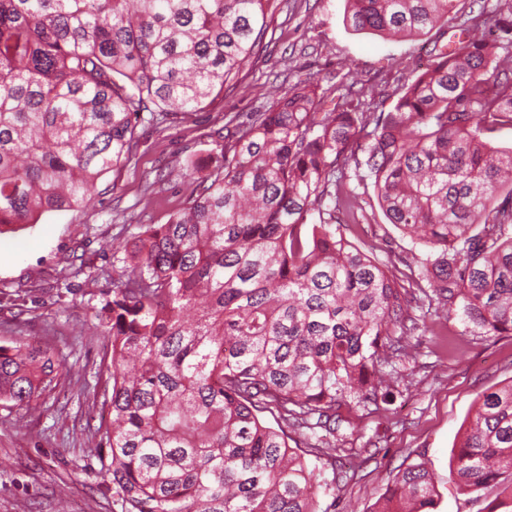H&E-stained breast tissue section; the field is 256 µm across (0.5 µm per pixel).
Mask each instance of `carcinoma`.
Segmentation results:
<instances>
[{
  "label": "carcinoma",
  "mask_w": 512,
  "mask_h": 512,
  "mask_svg": "<svg viewBox=\"0 0 512 512\" xmlns=\"http://www.w3.org/2000/svg\"><path fill=\"white\" fill-rule=\"evenodd\" d=\"M273 0H0V235L90 203L137 150L143 114L194 112L263 49ZM345 0L344 24L390 39L448 25L454 47L389 112L354 81L323 110L310 77L237 126L220 164L126 246L96 315L109 376L95 448L115 512H322L316 461L288 425L336 432V406L386 400L419 325L394 275L341 233L362 204L430 249L418 287L435 314L512 335V0ZM48 346L0 345V402L59 385ZM448 481L499 489L512 512V382L480 394ZM434 474L399 472L376 512H430Z\"/></svg>",
  "instance_id": "carcinoma-1"
}]
</instances>
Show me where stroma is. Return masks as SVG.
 Masks as SVG:
<instances>
[{
    "label": "stroma",
    "instance_id": "1",
    "mask_svg": "<svg viewBox=\"0 0 512 512\" xmlns=\"http://www.w3.org/2000/svg\"><path fill=\"white\" fill-rule=\"evenodd\" d=\"M344 0H275L263 50L213 101L177 123L138 127V148L119 169L96 183L92 205L44 214L37 224L0 236V345L26 338L51 344L64 363L56 392L26 409L0 405V512H113L100 475L95 428L102 412L84 385L106 374L109 360L94 315L112 296L123 271V244L144 224H163L184 205L186 165L214 162L224 152L226 117L262 111L298 79L311 77L328 97L336 85L360 80L378 95V109L392 110L404 87L427 64L434 43L449 34L431 32L390 42L357 34L344 24ZM167 177L145 196L155 169ZM363 212L340 232L383 268L415 290L417 262L427 248L388 224L372 181L350 180ZM86 259L91 275L76 274ZM71 292L54 302L53 286ZM23 295L24 306L11 305ZM411 313L426 327L414 337V357L395 362L404 380L387 401L342 406L336 452L321 459L317 500L322 512H372L408 464L425 460L436 474L433 512H491L494 488L465 493L448 481L453 450L476 397L512 380V336L480 333L461 315L443 319L417 302Z\"/></svg>",
    "mask_w": 512,
    "mask_h": 512
}]
</instances>
